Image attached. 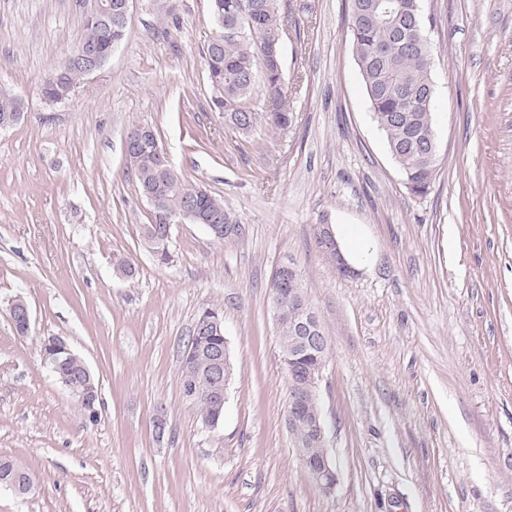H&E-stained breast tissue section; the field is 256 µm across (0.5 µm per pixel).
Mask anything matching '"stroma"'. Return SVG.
I'll return each instance as SVG.
<instances>
[{
  "mask_svg": "<svg viewBox=\"0 0 512 512\" xmlns=\"http://www.w3.org/2000/svg\"><path fill=\"white\" fill-rule=\"evenodd\" d=\"M289 3L295 120L244 138L210 107L209 0H134L123 45L59 103L40 86L74 46L75 0H0V89L25 105L0 132V459L34 478L27 495L0 491V512H512V0H421L438 150L423 196L372 119L349 0ZM134 123L223 197L241 238L176 224L157 261L127 175ZM321 224L358 229L353 274L317 247ZM286 256L329 341L330 494L285 426L271 281ZM18 296L25 336L6 314ZM212 305L234 375L206 432L179 375ZM52 336L98 380L97 423L42 365Z\"/></svg>",
  "mask_w": 512,
  "mask_h": 512,
  "instance_id": "1",
  "label": "stroma"
}]
</instances>
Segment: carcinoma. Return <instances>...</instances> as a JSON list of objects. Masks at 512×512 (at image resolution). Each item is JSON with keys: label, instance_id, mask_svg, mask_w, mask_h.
I'll use <instances>...</instances> for the list:
<instances>
[{"label": "carcinoma", "instance_id": "carcinoma-1", "mask_svg": "<svg viewBox=\"0 0 512 512\" xmlns=\"http://www.w3.org/2000/svg\"><path fill=\"white\" fill-rule=\"evenodd\" d=\"M352 52L371 105L373 118L386 136L392 159L399 167L410 193L421 196L431 187L436 171L437 151L423 148L420 139L433 132L434 88L431 52L417 35L423 24L420 0H350ZM212 33L204 44L209 53L210 86L223 93L224 125L243 136L257 124L271 132L293 123L288 111V90L284 86L282 63L272 54L276 36L288 27V0H211ZM116 33L106 26L82 22L76 44L94 43L106 48ZM84 78L82 70L62 65L43 80L41 92L59 98ZM271 100L272 111L261 112L259 96ZM140 189L148 188L161 198L168 214L187 204L185 190L192 188L179 171L160 170L152 145L141 150L137 164L127 169ZM154 233L142 228L151 252L166 262L171 241L167 224L154 218ZM291 313L283 304L277 333L281 356H288V321ZM225 348L224 336L194 332L182 351L179 385L191 382L194 399L188 405L200 422L223 421L224 408L211 399L212 381L207 376V352ZM59 374L70 381L81 375V359L66 350L54 349Z\"/></svg>", "mask_w": 512, "mask_h": 512}]
</instances>
